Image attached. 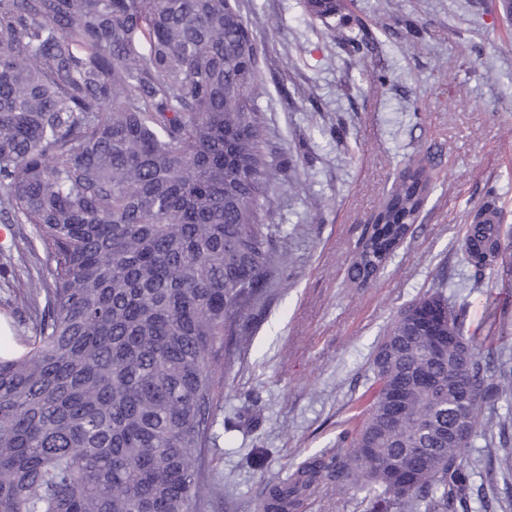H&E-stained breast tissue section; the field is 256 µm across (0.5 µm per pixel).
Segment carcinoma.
<instances>
[{
	"label": "carcinoma",
	"mask_w": 512,
	"mask_h": 512,
	"mask_svg": "<svg viewBox=\"0 0 512 512\" xmlns=\"http://www.w3.org/2000/svg\"><path fill=\"white\" fill-rule=\"evenodd\" d=\"M303 6L347 24L346 0ZM257 53L237 0H0V214L30 227L44 259L14 299L33 336L0 354V512H202L218 494L203 474L215 345L284 260L264 209L278 176ZM431 191L423 169L404 170L354 256L358 287ZM483 214L461 245L476 278L499 273L503 228ZM427 312L450 337L439 356L411 324ZM370 370L371 400L336 453L268 486L259 512H299L324 480L363 494L366 512H471L464 461L512 370L437 293L399 314ZM497 427L507 462L512 428Z\"/></svg>",
	"instance_id": "cac0c4a2"
}]
</instances>
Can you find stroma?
Returning a JSON list of instances; mask_svg holds the SVG:
<instances>
[{
    "label": "stroma",
    "mask_w": 512,
    "mask_h": 512,
    "mask_svg": "<svg viewBox=\"0 0 512 512\" xmlns=\"http://www.w3.org/2000/svg\"><path fill=\"white\" fill-rule=\"evenodd\" d=\"M238 5L259 51L256 105L280 166L269 221L286 261L216 347L224 379L205 473L222 496L204 512H257L267 484L335 451L370 399L375 345L425 293L463 310L466 332L512 366V274L476 281L461 254L467 225L491 202L487 184L512 229V0H353L351 27L377 39L356 56L299 0ZM411 161L434 188L414 233L370 287H356L349 268L363 230ZM39 268L25 230L0 216V321L13 339L32 333L13 293ZM502 456L487 432L467 467L497 496L495 512H512ZM361 500L326 481L301 512H362Z\"/></svg>",
    "instance_id": "obj_1"
}]
</instances>
